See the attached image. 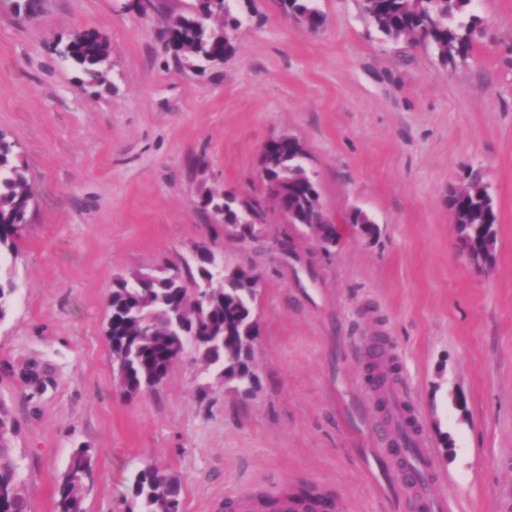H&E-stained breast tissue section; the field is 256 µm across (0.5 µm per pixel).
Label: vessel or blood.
<instances>
[{"instance_id": "1", "label": "vessel or blood", "mask_w": 512, "mask_h": 512, "mask_svg": "<svg viewBox=\"0 0 512 512\" xmlns=\"http://www.w3.org/2000/svg\"><path fill=\"white\" fill-rule=\"evenodd\" d=\"M374 428L382 450L396 468L401 493L413 512H449L450 503L432 490L437 478L432 450L422 434L417 414L406 409L404 399L395 398L386 410L377 412ZM327 507L322 498L299 501L283 497L278 501L279 512H326Z\"/></svg>"}]
</instances>
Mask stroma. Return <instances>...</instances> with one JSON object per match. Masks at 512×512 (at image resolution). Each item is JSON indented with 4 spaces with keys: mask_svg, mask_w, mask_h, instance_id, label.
Here are the masks:
<instances>
[{
    "mask_svg": "<svg viewBox=\"0 0 512 512\" xmlns=\"http://www.w3.org/2000/svg\"><path fill=\"white\" fill-rule=\"evenodd\" d=\"M18 2L0 0V132L35 207L0 321V402L31 512H55L77 448L94 459L85 512H124L150 463L181 475V512L302 484L333 512H398L359 385L376 335L420 415L437 492L455 512H512V0H477L484 33L447 67L425 45L384 40L358 0H317L315 32L277 0H234L236 52L202 74L175 64L159 15L127 0ZM79 29L109 40L110 83L93 93L53 50ZM281 134L304 144L324 212L363 210L377 234L326 252L275 210L255 241L212 222L201 184L262 194L260 152ZM470 168L498 215L489 271L462 259L448 207ZM202 242L261 274L257 387L239 393L188 355L159 388L123 398L103 333L113 278L192 264ZM33 365L45 390L22 380Z\"/></svg>",
    "mask_w": 512,
    "mask_h": 512,
    "instance_id": "obj_1",
    "label": "stroma"
}]
</instances>
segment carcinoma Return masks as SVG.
<instances>
[{
    "label": "carcinoma",
    "instance_id": "1",
    "mask_svg": "<svg viewBox=\"0 0 512 512\" xmlns=\"http://www.w3.org/2000/svg\"><path fill=\"white\" fill-rule=\"evenodd\" d=\"M231 0H196L185 13L163 19L170 57L177 64H215L235 53L232 32L240 20ZM475 0H360L362 17L389 41L419 43L432 48L444 64L466 60L484 20L475 13ZM283 13L310 31L321 28L324 17L314 0H278ZM58 54L88 77L86 87L107 83L108 38L81 31L59 48ZM301 142L288 135L274 140L264 163L267 196L220 199L208 188L204 208L224 209V227L240 239L256 237L249 213H266L268 204L290 213V223L305 226L311 236L336 241V225L322 217L315 179L304 166ZM448 207L457 219L464 245L494 263L497 215L489 186L482 175L468 169L463 188L448 190ZM34 193L26 177L15 141L0 133V320L18 291L8 259L31 224ZM195 268L171 266L159 273L133 270L115 277L107 295L109 317L105 336L116 366L120 392L133 398L159 384L175 362L191 347L196 359L217 371L226 383L247 391L255 383L252 370L259 324L254 314L255 269L238 265L217 272L210 248L197 246ZM15 420L0 403V512H30L19 475L13 440ZM93 457L87 448L75 450L57 488L56 512H84L85 479ZM180 478L156 463L133 477V503L127 512H180Z\"/></svg>",
    "mask_w": 512,
    "mask_h": 512
}]
</instances>
